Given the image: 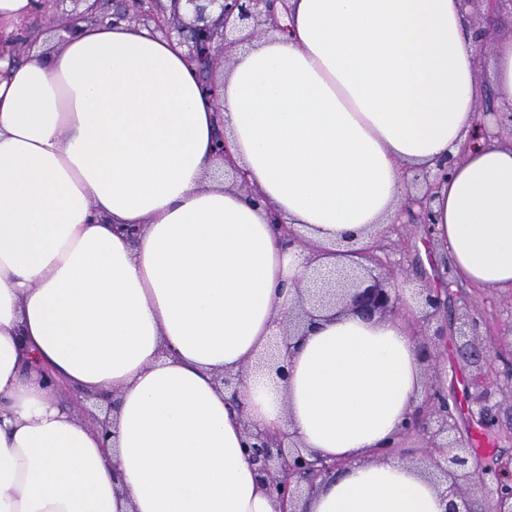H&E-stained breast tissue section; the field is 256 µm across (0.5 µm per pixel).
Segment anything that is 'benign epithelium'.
Segmentation results:
<instances>
[{
    "label": "benign epithelium",
    "instance_id": "obj_1",
    "mask_svg": "<svg viewBox=\"0 0 512 512\" xmlns=\"http://www.w3.org/2000/svg\"><path fill=\"white\" fill-rule=\"evenodd\" d=\"M73 10L66 18L69 34L103 18L102 0H71ZM288 0H125L122 11L113 14L118 21H146L174 39L184 49L186 62L196 72L203 91L217 99L223 84L220 73L231 59L233 48L271 31L288 32L280 17L288 14ZM478 16L487 21L495 18L512 0H466ZM28 20H20L10 32L0 23V59L9 56L12 61L23 58L32 37ZM482 115L491 117L495 136L504 132L512 135V107L498 108L492 104L482 107ZM215 155L224 166V174L232 177V184L250 190L244 173L236 166L229 141L225 135L217 137ZM456 161L450 157L438 165L436 171L410 170L406 178L407 199L404 210L411 224L433 223L430 203L440 184L447 181L448 169ZM403 226L391 224L386 232L371 244L354 248L347 244L346 252L359 257L351 264H343L326 273L313 269L306 285L297 289L299 303L288 311L283 320V336L273 351L267 354L263 366L286 379L283 354L307 336L309 328L318 320L351 314L365 320H381L405 314L409 317L418 344V359L424 375V395L420 404L407 413L399 430L381 449L382 458H404L408 450L402 447L405 436L416 434L423 440L422 460L429 464L427 475L438 485L447 484L450 497L446 512H462L467 490L484 480L474 478L472 456L469 454L459 428L457 397L448 393L440 383L441 354L433 348L431 338L448 337V326L454 335L465 338L459 345L462 362L471 369L464 381V395L470 405L473 420L484 427L499 425V410L505 402L512 405V355L499 353L491 356L479 339L481 320L467 302L453 307L446 288H421L418 303L407 306L394 284L398 277L408 275L409 267L402 262L387 260L388 251L404 241ZM503 363L504 370L493 366V359ZM248 371L220 373L215 377L218 387L230 395L239 410L245 403L241 392L246 387ZM78 410L101 433L104 439L116 436V422L112 416V396L87 394ZM246 439L244 454L254 467L265 491L276 499L278 512H307V505L321 483L329 476L344 470L346 462L330 460L319 453L302 448L293 436L273 434L243 422ZM494 475L493 512H512V458L504 460L492 470Z\"/></svg>",
    "mask_w": 512,
    "mask_h": 512
}]
</instances>
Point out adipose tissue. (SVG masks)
<instances>
[{"instance_id": "1", "label": "adipose tissue", "mask_w": 512, "mask_h": 512, "mask_svg": "<svg viewBox=\"0 0 512 512\" xmlns=\"http://www.w3.org/2000/svg\"><path fill=\"white\" fill-rule=\"evenodd\" d=\"M462 0H290L206 98L175 42L83 27L0 77V512H277L244 426L347 460L309 512H444L443 488L371 454L423 388L404 317L318 321L238 414L214 377L279 333L307 270L396 221L403 169L455 162L429 236L458 278L512 288V144L471 139L479 73L512 105V39L484 61ZM224 129L252 188L208 181ZM34 355L63 382L47 389ZM115 396L117 439L73 409Z\"/></svg>"}]
</instances>
